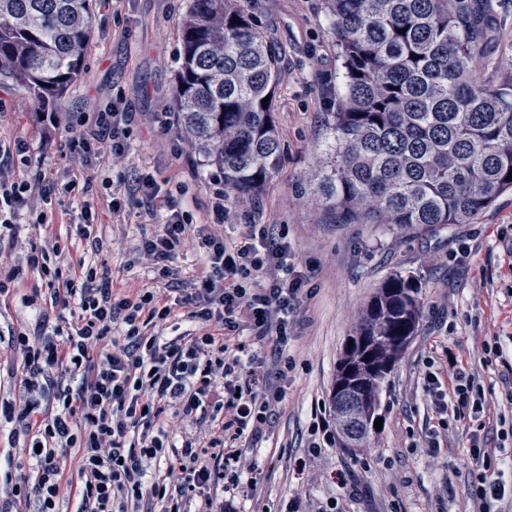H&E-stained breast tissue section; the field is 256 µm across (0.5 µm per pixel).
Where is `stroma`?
<instances>
[{
  "label": "stroma",
  "instance_id": "1",
  "mask_svg": "<svg viewBox=\"0 0 512 512\" xmlns=\"http://www.w3.org/2000/svg\"><path fill=\"white\" fill-rule=\"evenodd\" d=\"M185 0H96L88 65L63 100L62 111L84 118L122 95L135 120L132 162L167 184L176 209L194 220L206 216L217 176L184 140L174 120L175 48ZM494 36L485 43L478 71L494 81L512 73V0H489ZM251 10L280 55V81L272 101L282 160L278 173L235 207L227 237L240 242L247 225H269L287 243L304 271L303 294L291 320L288 354L295 367L272 430L251 456L256 487L238 496L239 512H324L338 501L342 512H477L466 494L469 442L478 431L485 448L512 458V192L500 196L471 223L432 230L388 224H333L317 207L309 177L324 158L323 115L342 82L324 0H252ZM0 137L29 144L32 163L93 179L96 199H109L117 168L92 154L70 160L65 129L47 142L41 115L27 94L0 85ZM132 202L117 223L97 225L103 247L96 260L114 284L149 286L175 300L196 287L202 257L189 251L171 259L166 277L139 264L136 245L152 225ZM414 276L423 287L415 336L388 376L381 394L382 427L350 453L332 442L312 451L316 413L330 414L338 360L359 314L392 274ZM0 297V332L34 323L41 302L31 290L37 271ZM454 358H447L446 349ZM451 385L455 373L474 379L480 413L439 423L428 373Z\"/></svg>",
  "mask_w": 512,
  "mask_h": 512
}]
</instances>
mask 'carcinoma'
<instances>
[{
	"label": "carcinoma",
	"mask_w": 512,
	"mask_h": 512,
	"mask_svg": "<svg viewBox=\"0 0 512 512\" xmlns=\"http://www.w3.org/2000/svg\"><path fill=\"white\" fill-rule=\"evenodd\" d=\"M250 0H186L178 29L173 113L191 147L224 176L240 204L278 171L272 118L276 52ZM343 84L326 113V159L311 174L322 210L340 224L427 229L467 224L512 191V75L476 67L492 32L487 0H326ZM0 84L55 112L86 67L93 0H0ZM421 288L388 277L362 310L336 379L351 396L332 402L346 448L375 432L386 378L417 331Z\"/></svg>",
	"instance_id": "obj_1"
}]
</instances>
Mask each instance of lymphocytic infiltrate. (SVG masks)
Masks as SVG:
<instances>
[{
  "instance_id": "1",
  "label": "lymphocytic infiltrate",
  "mask_w": 512,
  "mask_h": 512,
  "mask_svg": "<svg viewBox=\"0 0 512 512\" xmlns=\"http://www.w3.org/2000/svg\"><path fill=\"white\" fill-rule=\"evenodd\" d=\"M133 122L116 104L98 113L96 142L78 130L68 140L71 154L94 150L123 160L108 204L113 217L137 195L154 215L161 192L127 161ZM29 151L22 141L0 144V227L24 218L48 230L57 219L50 207L57 172L39 165L26 177L14 174ZM63 184L80 212L68 225V239L98 251L100 213L91 178L73 176ZM231 212L219 189L205 223L171 207L163 224L142 237L139 262L163 277L170 259L192 247L203 250L200 285L177 305L153 288H113L108 268L94 260L60 263L55 236L25 265L0 259V295L23 280L28 266L39 273L45 302L34 324L9 333L23 377L18 399L0 402V428L8 427L11 440H23L24 456L7 455L0 483L10 486L14 501L34 512H59L67 495L74 512H238L226 493L254 471L242 443L262 437L286 392L258 389L263 361L232 337L244 327L253 343L272 344L278 377L287 380L294 368L286 353L289 318L301 272L266 225H250L248 243L229 242L224 225ZM179 320L190 329L165 338ZM456 380L449 392L429 379L438 415L464 418L473 384L461 373ZM170 406L181 420L203 427V436L174 435L163 418ZM468 440L473 468L466 493L479 512H498L506 495L501 461L482 447L477 432Z\"/></svg>"
}]
</instances>
